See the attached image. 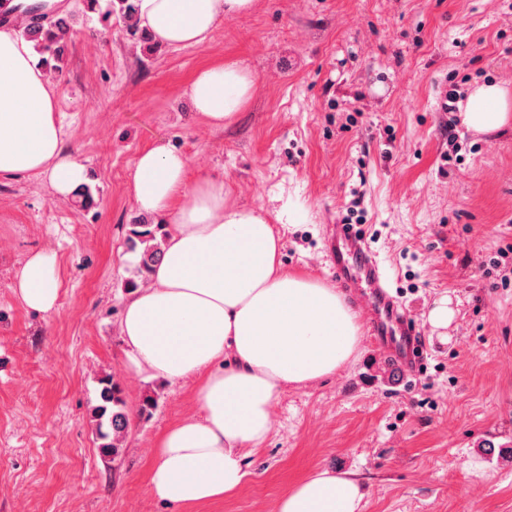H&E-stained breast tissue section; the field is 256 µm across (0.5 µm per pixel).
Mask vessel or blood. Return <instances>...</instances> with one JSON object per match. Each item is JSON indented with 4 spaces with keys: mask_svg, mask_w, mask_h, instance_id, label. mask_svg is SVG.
Returning a JSON list of instances; mask_svg holds the SVG:
<instances>
[{
    "mask_svg": "<svg viewBox=\"0 0 512 512\" xmlns=\"http://www.w3.org/2000/svg\"><path fill=\"white\" fill-rule=\"evenodd\" d=\"M325 249L337 282L360 300L373 342L394 376L403 381L415 378L423 360L422 337L415 321L391 293L383 266L365 237L354 225L330 224Z\"/></svg>",
    "mask_w": 512,
    "mask_h": 512,
    "instance_id": "vessel-or-blood-1",
    "label": "vessel or blood"
}]
</instances>
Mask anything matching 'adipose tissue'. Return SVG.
Masks as SVG:
<instances>
[{"label": "adipose tissue", "instance_id": "1", "mask_svg": "<svg viewBox=\"0 0 512 512\" xmlns=\"http://www.w3.org/2000/svg\"><path fill=\"white\" fill-rule=\"evenodd\" d=\"M154 42L208 43L218 22L251 12L256 0H134ZM239 62L199 69L187 97L215 128L231 125L255 91ZM461 122L478 132L512 126V96L496 83L472 87ZM48 179L62 197L86 182L65 145L55 84L38 66L22 29L0 31V179ZM139 212L170 213L149 284L126 302L120 322L134 369L176 383L196 377V414L157 440L149 491L182 508L224 499L246 481L247 456L267 440L271 407L285 386L336 374L360 341L358 315L335 287L288 271L281 239L262 212L234 203L223 181L188 178V159L161 142L137 156L131 183ZM58 257L31 254L14 290L31 311H55ZM364 494L350 472L314 473L276 502L274 512H360Z\"/></svg>", "mask_w": 512, "mask_h": 512}]
</instances>
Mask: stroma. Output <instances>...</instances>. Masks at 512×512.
Masks as SVG:
<instances>
[{"label": "stroma", "instance_id": "obj_1", "mask_svg": "<svg viewBox=\"0 0 512 512\" xmlns=\"http://www.w3.org/2000/svg\"><path fill=\"white\" fill-rule=\"evenodd\" d=\"M52 2L74 25L57 110L95 204L45 180L0 179V512H175L148 480L159 436L196 411V383L135 372L120 336L138 265L130 228L172 223L140 213L129 191L139 152L157 141L239 205L298 211L274 226L281 261L325 284L336 282L327 225L362 215L426 344L427 370L411 383L392 380L365 335L335 375L285 387L240 491L188 512H273L324 469L357 474L362 512H512V285L491 264L512 247V132L477 133L440 108L452 88L512 92V0H256L190 48L129 35L83 0ZM227 59L256 90L215 129L193 117L186 90ZM39 250L57 253L61 283L46 316L13 290ZM445 296L457 313L441 334L428 314ZM107 374L134 417L114 458L92 414Z\"/></svg>", "mask_w": 512, "mask_h": 512}]
</instances>
